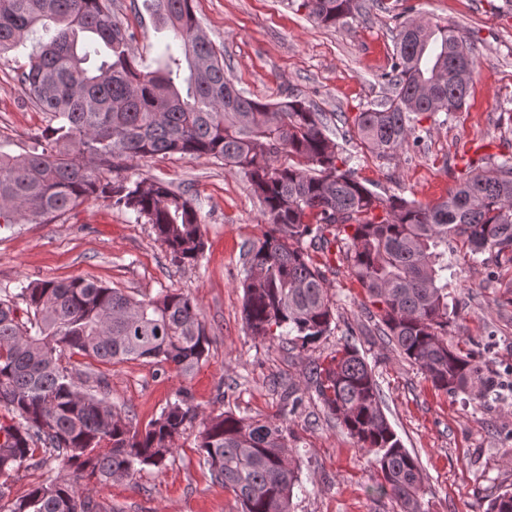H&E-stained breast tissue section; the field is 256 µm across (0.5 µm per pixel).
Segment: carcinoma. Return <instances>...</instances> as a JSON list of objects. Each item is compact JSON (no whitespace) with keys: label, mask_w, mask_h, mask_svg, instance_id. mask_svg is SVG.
Returning a JSON list of instances; mask_svg holds the SVG:
<instances>
[{"label":"carcinoma","mask_w":512,"mask_h":512,"mask_svg":"<svg viewBox=\"0 0 512 512\" xmlns=\"http://www.w3.org/2000/svg\"><path fill=\"white\" fill-rule=\"evenodd\" d=\"M317 23L342 24L357 0H291ZM174 34L157 68L140 70L133 34L112 18V0H0V54L42 31L18 75L50 115L39 147L0 152V224L41 223L101 195L152 226L175 263L198 260L205 243L197 207L160 181L100 171L158 154L214 158L243 174L270 229L246 251L241 281L251 335L302 348L331 331L333 301L305 240L348 243L352 276L377 307L381 335L446 394L478 387L496 393L492 372L448 343V238L464 239L471 257L512 254V157L468 171L435 204L367 187L339 155L326 113L305 99L267 103L245 96L224 73V53L202 33L191 0H144ZM465 41L451 25L400 23L391 71L394 95L353 120L361 143L391 158L417 143L415 123L435 106L458 112L469 86L448 79L464 65ZM25 305L19 312V305ZM197 303L177 291L135 299L84 278L23 284L0 296V488L34 461L59 459L56 476L13 501L9 512H95L78 479L100 485L161 467L174 441L198 417L183 397L142 431L105 399L81 390L65 353L104 363L151 359L187 373L208 353ZM310 374L323 406L357 445L373 455L375 491L399 512L423 509V475L382 410L373 370L344 344ZM199 464L231 492L241 512H291L299 469L283 426L225 412L202 421ZM487 512H512V491Z\"/></svg>","instance_id":"1"}]
</instances>
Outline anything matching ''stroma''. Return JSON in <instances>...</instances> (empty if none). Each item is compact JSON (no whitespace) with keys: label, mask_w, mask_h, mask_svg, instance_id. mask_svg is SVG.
Segmentation results:
<instances>
[{"label":"stroma","mask_w":512,"mask_h":512,"mask_svg":"<svg viewBox=\"0 0 512 512\" xmlns=\"http://www.w3.org/2000/svg\"><path fill=\"white\" fill-rule=\"evenodd\" d=\"M354 18L324 28L291 0H192L203 33L224 52V71L247 96L266 102L295 94L332 114L335 125L384 103L393 90L382 78L394 53L396 17L414 16L456 26L474 49L476 68L461 111L443 124L422 118L419 147L381 159L356 140H333L357 177L382 194L424 204L446 197L470 160L512 156V0H360ZM112 14L133 35L139 69L151 71L171 31L133 0H112ZM37 36L0 54V151L30 152L49 117L17 79ZM132 174L161 180L196 205L205 250L194 264H176L151 225L108 201L91 198L42 224L0 226V290L24 281L86 278L142 299L171 289L191 297L211 339L205 359L189 373L150 359L101 363L70 354L66 365L82 389L106 399L144 429L178 393L199 422L175 442L162 468L86 490L97 512H239L234 496L199 463L202 418L230 412L282 423L298 451L300 485L292 512H398L376 495L378 473L369 456L319 401L312 363L343 343L355 345L375 373L383 410L403 445L419 460L426 512H485L499 492L512 489V264L484 254L469 259L448 239V290L461 297L448 325L449 342L479 352L496 372L497 397H451L435 390L418 366L379 335L370 304L337 251L311 250L335 302L332 330L307 349L251 335L243 319V248L268 226L242 174L223 162L192 155L131 161ZM303 400L291 407L288 388Z\"/></svg>","instance_id":"obj_1"}]
</instances>
